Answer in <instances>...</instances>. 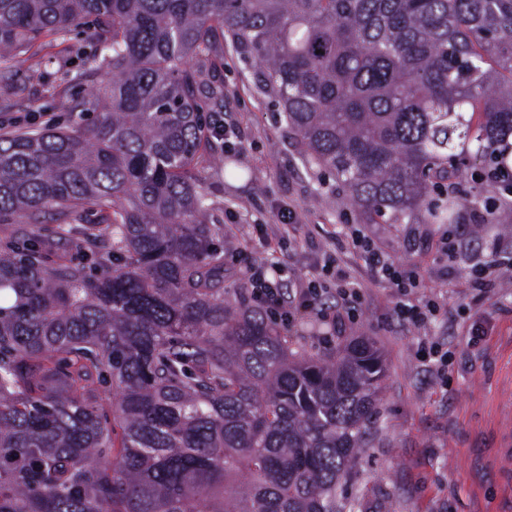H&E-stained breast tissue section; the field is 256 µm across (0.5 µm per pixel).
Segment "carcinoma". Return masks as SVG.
<instances>
[{"label":"carcinoma","instance_id":"carcinoma-1","mask_svg":"<svg viewBox=\"0 0 512 512\" xmlns=\"http://www.w3.org/2000/svg\"><path fill=\"white\" fill-rule=\"evenodd\" d=\"M77 29L105 80L65 68L61 109L95 117L0 133V512H336L385 359L302 354L224 288L206 67L220 36L255 61L357 223L451 224L512 160V0H0V59ZM481 164L473 166L465 172L460 180V190L464 197H469L472 194H479L483 198L495 199L498 201L497 205L502 208H510L512 203V193L505 194L498 186L489 182H483L480 179H475L480 173Z\"/></svg>","mask_w":512,"mask_h":512}]
</instances>
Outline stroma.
Wrapping results in <instances>:
<instances>
[{
	"mask_svg": "<svg viewBox=\"0 0 512 512\" xmlns=\"http://www.w3.org/2000/svg\"><path fill=\"white\" fill-rule=\"evenodd\" d=\"M82 36H42L20 70L0 60L22 90L20 101L0 99V121L23 117L28 127L46 122L77 128L89 112H62V99L84 97L85 87L62 81L59 64L76 56ZM223 103L202 99L205 116L233 128L216 143L215 161L201 172L212 203L211 221L224 229V260L233 272L226 287L246 291V266L277 262L295 289L333 256L359 285L355 318H337L336 296L327 294L323 315L297 320L287 334L312 356L372 337L387 364L386 390L377 405L372 442L337 490L354 512H506L512 482L496 464L503 431L512 428V229L483 223L481 210L463 206L453 224H367L363 231L391 258L412 262L425 286L412 301L435 299L440 310L427 325L402 320L394 289L374 284L346 235L355 215L347 189L306 168L271 98L255 82L253 63L232 47L213 72ZM289 209L292 226L276 214ZM459 243L457 257L437 248L440 236ZM487 285L475 288L474 276ZM482 320L484 335L471 327ZM448 350L446 377L416 357L419 338Z\"/></svg>",
	"mask_w": 512,
	"mask_h": 512,
	"instance_id": "obj_1",
	"label": "stroma"
}]
</instances>
